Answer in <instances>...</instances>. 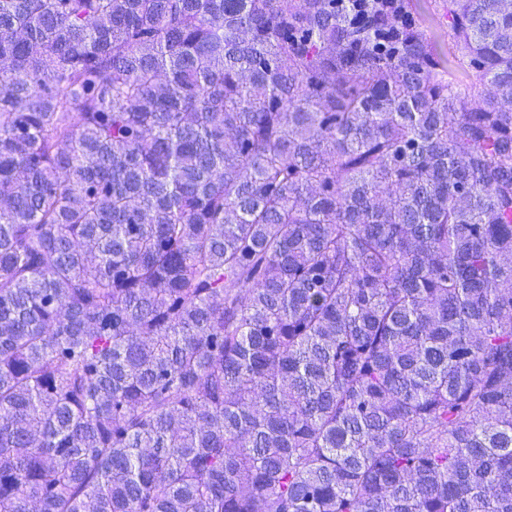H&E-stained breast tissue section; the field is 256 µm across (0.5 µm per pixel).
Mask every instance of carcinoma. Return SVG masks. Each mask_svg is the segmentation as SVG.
I'll return each mask as SVG.
<instances>
[{"instance_id": "cac0c4a2", "label": "carcinoma", "mask_w": 512, "mask_h": 512, "mask_svg": "<svg viewBox=\"0 0 512 512\" xmlns=\"http://www.w3.org/2000/svg\"><path fill=\"white\" fill-rule=\"evenodd\" d=\"M501 93L336 0H0V512H512Z\"/></svg>"}]
</instances>
